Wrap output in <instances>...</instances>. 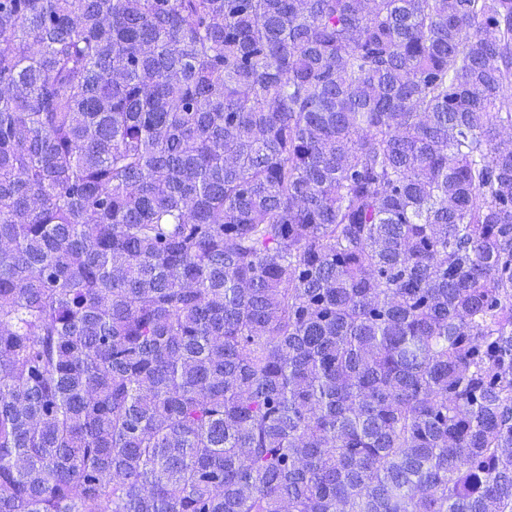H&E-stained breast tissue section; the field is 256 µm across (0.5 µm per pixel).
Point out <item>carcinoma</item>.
Masks as SVG:
<instances>
[{"mask_svg":"<svg viewBox=\"0 0 512 512\" xmlns=\"http://www.w3.org/2000/svg\"><path fill=\"white\" fill-rule=\"evenodd\" d=\"M512 0H0V512H512Z\"/></svg>","mask_w":512,"mask_h":512,"instance_id":"cac0c4a2","label":"carcinoma"}]
</instances>
